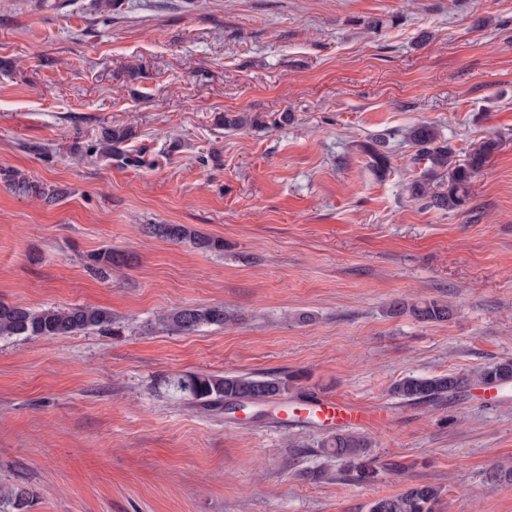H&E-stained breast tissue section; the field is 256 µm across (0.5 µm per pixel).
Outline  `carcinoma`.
<instances>
[{"label": "carcinoma", "mask_w": 512, "mask_h": 512, "mask_svg": "<svg viewBox=\"0 0 512 512\" xmlns=\"http://www.w3.org/2000/svg\"><path fill=\"white\" fill-rule=\"evenodd\" d=\"M406 138L418 147L416 162L427 161L429 166L420 170L410 182V195L417 200L441 208L458 209L469 197L470 178L482 166L484 154L495 146L489 142L474 154L468 166L451 165V148L437 144L433 126L420 124L406 133ZM386 138L374 135L362 144L372 166L384 169L388 156L381 151ZM451 168L448 188L439 190L436 185L438 169ZM151 234L173 242L190 241L195 248L205 252L224 251V241L201 235L184 224H152ZM93 266L106 273L114 266L126 262V257L110 248L90 256ZM393 316L408 315L422 323H439L452 316V308L442 300L396 302L390 309ZM236 321L224 306H181L163 315L158 325L175 334H189L203 326H227ZM113 324L112 315L101 308L88 305L46 307L33 309L21 303L0 302V338L24 337L59 338L88 330H107ZM498 383H512V357L503 358L489 367L471 374H444L431 377L406 376L390 387L392 398L400 405L434 404L454 398L473 386L485 388ZM167 390L191 398L199 404L219 407L245 399L255 405L273 403L288 394L292 380L268 375H214L186 374L164 380ZM326 452L341 461L357 480L370 482L379 471L401 472L405 465L396 460L381 462L370 454L365 438L353 431L338 429L331 433L323 445ZM490 483L512 482V464L501 462L486 473ZM442 491L431 484H412L404 491L374 499L367 505V512H436ZM14 512H28L34 501L33 491L23 485H14L3 496Z\"/></svg>", "instance_id": "obj_1"}]
</instances>
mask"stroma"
Segmentation results:
<instances>
[{
  "label": "stroma",
  "instance_id": "stroma-1",
  "mask_svg": "<svg viewBox=\"0 0 512 512\" xmlns=\"http://www.w3.org/2000/svg\"><path fill=\"white\" fill-rule=\"evenodd\" d=\"M227 112L251 121L225 129ZM421 123L459 165L498 143L463 208L408 192ZM114 128L142 165L102 154ZM382 133L381 173L361 146ZM105 248L127 265L92 270ZM402 298L454 312L389 316ZM0 301L120 328L0 338V487L29 486L31 512H366L415 483L441 487L437 512H512V482L485 479L512 461V395L389 394L512 357V0H0ZM186 305L239 321L160 329ZM193 373L374 406L372 454L408 469L359 482L325 430L166 392ZM151 234L173 242L190 241L195 248L205 252H223L224 241L201 235L184 224H151Z\"/></svg>",
  "mask_w": 512,
  "mask_h": 512
}]
</instances>
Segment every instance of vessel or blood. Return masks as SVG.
Here are the masks:
<instances>
[{"label": "vessel or blood", "mask_w": 512, "mask_h": 512, "mask_svg": "<svg viewBox=\"0 0 512 512\" xmlns=\"http://www.w3.org/2000/svg\"><path fill=\"white\" fill-rule=\"evenodd\" d=\"M278 414L281 419H288L299 425L313 421L330 428L360 425L365 419L366 410L363 405L347 399L319 394L294 408L281 406Z\"/></svg>", "instance_id": "vessel-or-blood-1"}]
</instances>
